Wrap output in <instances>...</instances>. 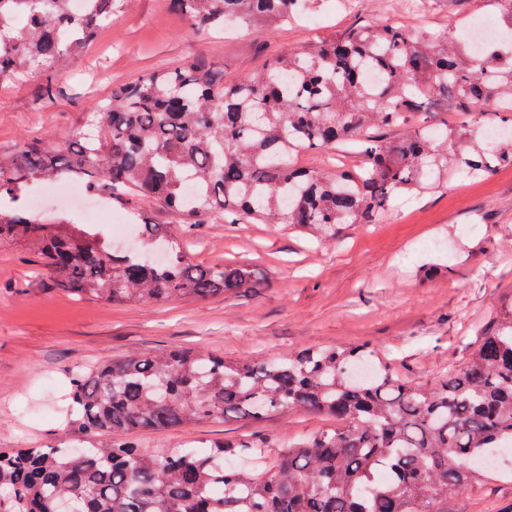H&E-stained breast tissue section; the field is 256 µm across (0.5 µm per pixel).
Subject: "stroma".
<instances>
[{
  "label": "stroma",
  "instance_id": "obj_1",
  "mask_svg": "<svg viewBox=\"0 0 512 512\" xmlns=\"http://www.w3.org/2000/svg\"><path fill=\"white\" fill-rule=\"evenodd\" d=\"M486 0H316L310 17L259 30L199 33L163 0H129V22L106 25L87 53L52 79L53 98L38 93L45 75L0 80V151L41 137L63 148L86 131L93 101L111 84L137 79L159 61L202 60L225 80L243 78L284 48H307L352 26L384 19L465 39ZM446 239L441 252L431 239ZM196 262L233 261L255 268L259 288L233 295L156 304H109L58 286L18 242L0 244V448H90L63 399L75 372L129 352L182 347L229 360L278 359L291 350L366 341L380 359L406 362L413 383H432L453 359L452 340L488 328L512 297V167L483 179L456 175L448 185L394 201L376 224L347 226L316 243L280 224H203L185 236ZM423 264L450 266L420 280ZM301 413L260 422L213 419L136 433L148 449L201 447L258 434L271 449L291 437L331 428ZM512 512V480L453 497L451 512H482L484 502Z\"/></svg>",
  "mask_w": 512,
  "mask_h": 512
}]
</instances>
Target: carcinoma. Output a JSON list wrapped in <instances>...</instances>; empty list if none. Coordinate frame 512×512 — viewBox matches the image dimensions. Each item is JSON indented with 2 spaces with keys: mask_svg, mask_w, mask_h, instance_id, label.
<instances>
[{
  "mask_svg": "<svg viewBox=\"0 0 512 512\" xmlns=\"http://www.w3.org/2000/svg\"><path fill=\"white\" fill-rule=\"evenodd\" d=\"M125 0H90L80 18L61 0H0V79L48 72L80 56ZM314 0H166L193 30L284 24ZM473 114L466 128L429 125L437 107ZM96 133L62 150L25 142L0 153V201L64 175L132 213L142 250L115 249L67 215L52 222L0 205V243L21 242L56 282L106 303H165L259 285L244 265L195 264L151 206L198 224H282L333 241L374 224L397 196H417L463 172L512 166V47L474 53L455 36L382 21L287 49L241 80L195 60L112 89L91 108ZM494 128L496 139L478 129ZM347 144L361 165L297 164ZM461 370L432 385L375 359L369 344L324 346L274 361L230 362L183 348L134 352L74 374L71 415L108 441L0 450V512H450L448 498L512 475V302L477 344L459 342ZM315 412L336 426L288 443L269 466L247 434L199 448L143 449L130 436L204 420ZM224 487V495L210 489Z\"/></svg>",
  "mask_w": 512,
  "mask_h": 512,
  "instance_id": "cac0c4a2",
  "label": "carcinoma"
}]
</instances>
